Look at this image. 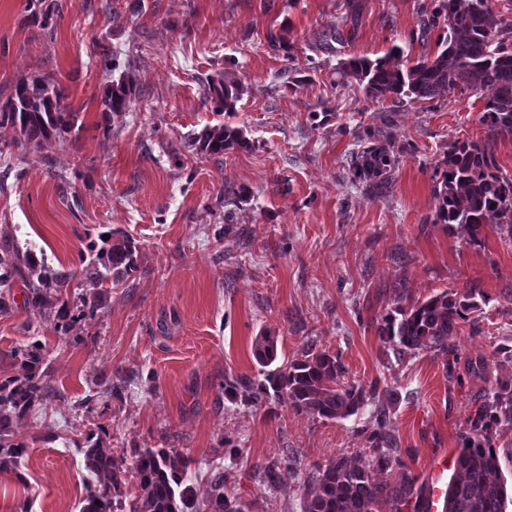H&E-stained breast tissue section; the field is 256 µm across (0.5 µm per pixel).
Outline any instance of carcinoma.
Wrapping results in <instances>:
<instances>
[{
    "label": "carcinoma",
    "mask_w": 512,
    "mask_h": 512,
    "mask_svg": "<svg viewBox=\"0 0 512 512\" xmlns=\"http://www.w3.org/2000/svg\"><path fill=\"white\" fill-rule=\"evenodd\" d=\"M440 23L448 27V36L439 38L445 49L435 58L421 57L406 67L393 53L375 61L351 59L342 64L340 74L364 83L366 94L375 100L389 96L431 100L456 88L472 92L490 89L492 95L480 121L492 137L512 136V21L495 19L487 0H440L428 27ZM209 92L219 109L232 112L242 90L236 81H220L209 84ZM129 94L124 80L112 84L102 99L104 110L125 111ZM62 101L60 87L53 79L21 81L0 108V126L14 128L24 143L40 147L63 137L76 120V114ZM248 145L241 129L224 124L205 128L189 142L196 154L204 156L222 155L227 149ZM396 165L393 143L386 135L356 153L352 168L370 192L383 196ZM439 175L435 223L477 242L493 219L495 227L512 241V180L502 175L486 147L475 141L455 143ZM138 258V246L123 234L115 242L111 238L103 241L101 247L89 242L81 254L85 263L82 275L94 291L71 305L65 298L70 275L52 272L44 251L33 247L23 250L6 242L0 247V311L9 312L13 283L19 277L26 282L24 305L30 314L53 321L54 329L67 335L94 319L104 299L99 288L107 282L117 286L127 280L137 271ZM476 308L473 292L455 296L444 291L394 308L383 318L378 333L380 338L398 344L402 352L430 349L446 353L448 337L455 335L465 314ZM42 350L38 342L15 350L18 370L0 380V449H6L5 456L0 457V469L17 464L26 453L24 443L12 441L14 425L54 392L49 383L50 363ZM253 355L264 380L256 382L245 375L227 377L224 396L235 398L244 393L255 404L274 399L288 403L298 414L326 420L352 416L375 398V392L345 381L340 359L326 351L275 368L277 338L265 334L256 337ZM469 423L442 512H507L506 483L495 442L503 432H512V380H497ZM86 442L85 467L96 482L80 512H116L120 508L117 497L130 473L137 480L138 494L126 512H249L247 504L224 494L221 470L210 477L206 496L198 498L188 476L193 460L174 448L138 450L128 468L125 461L112 455V449L90 436ZM369 448L372 453L364 462L337 456L318 467L314 491L302 502V512H431V490L425 486L407 481L393 487L369 477L370 466L386 471L401 464L383 408Z\"/></svg>",
    "instance_id": "1"
}]
</instances>
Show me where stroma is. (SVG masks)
Wrapping results in <instances>:
<instances>
[{
    "label": "stroma",
    "mask_w": 512,
    "mask_h": 512,
    "mask_svg": "<svg viewBox=\"0 0 512 512\" xmlns=\"http://www.w3.org/2000/svg\"><path fill=\"white\" fill-rule=\"evenodd\" d=\"M56 3L46 30L29 21V0H0V106L18 82L50 77L78 115L39 148L0 127V244L42 248L71 273L72 302L85 291L79 253L100 233L130 237L140 268L108 288L78 341L25 309L0 313V380L16 373L14 350L37 341L55 389L15 428L27 451L0 470V512H79L94 477L76 445L89 436L127 460L137 447L177 449L194 461L198 492L221 466L225 493L250 512H301L318 466L366 455L377 404L323 420L225 397V377H257L263 333L276 336L279 362L325 350L349 381L396 392L403 464L386 478L430 484L496 381L512 379V242L489 226L471 244L434 223L438 170L454 143L476 141L511 178L512 138L480 123L488 92L378 101L338 70L396 46L436 56L446 30L423 23L439 0ZM284 25L289 52L268 40ZM290 67L305 78L293 91L278 79ZM120 70L132 103L107 116L103 93ZM225 79L243 90L231 113L204 90ZM222 124L251 149L187 153L191 135ZM370 130L397 152L381 198L351 169ZM228 185L246 193L230 227ZM444 291L481 298L449 339L456 359L397 358L378 336L383 316Z\"/></svg>",
    "instance_id": "1"
}]
</instances>
